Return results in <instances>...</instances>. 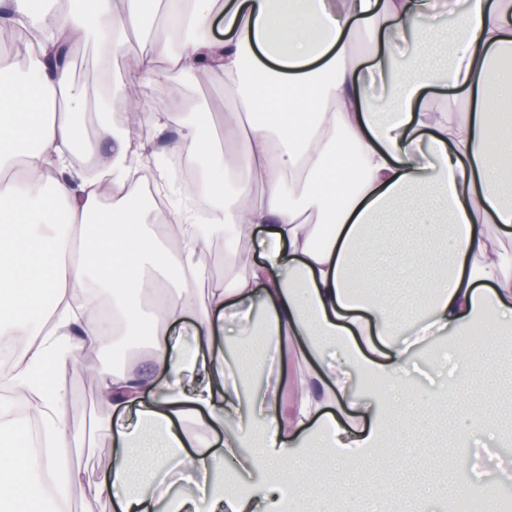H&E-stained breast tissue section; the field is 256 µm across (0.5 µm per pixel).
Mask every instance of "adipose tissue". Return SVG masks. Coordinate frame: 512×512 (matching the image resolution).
<instances>
[{
  "instance_id": "1",
  "label": "adipose tissue",
  "mask_w": 512,
  "mask_h": 512,
  "mask_svg": "<svg viewBox=\"0 0 512 512\" xmlns=\"http://www.w3.org/2000/svg\"><path fill=\"white\" fill-rule=\"evenodd\" d=\"M164 6L168 24L145 30ZM17 70L0 57V335L24 336L10 385L41 423V450L18 464L24 431L0 406V512H38L82 479L69 459L78 433L66 387L68 356L105 353L148 336L159 377L134 369L100 374L97 425L116 440L95 485L120 512H267L274 487L317 464L342 486L338 512H378L389 482H360L381 468L411 383L416 352L435 339L484 333L512 339V0H465L450 60L428 66L438 24L433 0H68L57 9L13 0ZM224 37L210 34L216 11ZM151 47L122 95L173 72L224 77L231 156L203 140L198 120L158 111L179 128L190 160L220 177L210 226L235 239L262 234L260 257L238 263L230 284L199 296L206 233L183 229L172 208L160 232L129 204L134 168L154 152L132 127L115 130L104 103L74 83V43L110 59L131 38ZM403 54H394L397 46ZM389 87L372 106L366 60ZM444 90L429 110L426 90ZM97 138L87 165L70 154L87 112ZM196 325L191 342L173 328ZM242 338L227 358L224 337ZM293 386H286L288 367ZM266 374L259 397L243 383ZM138 408L136 430L122 410ZM254 421L237 425L243 408ZM197 433L187 431V424ZM268 467L269 482L224 488L225 459Z\"/></svg>"
}]
</instances>
